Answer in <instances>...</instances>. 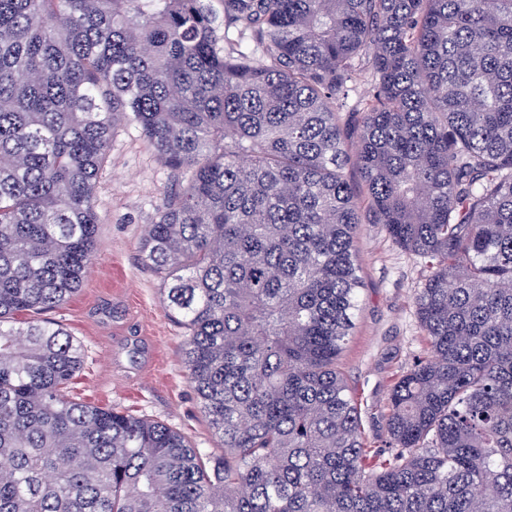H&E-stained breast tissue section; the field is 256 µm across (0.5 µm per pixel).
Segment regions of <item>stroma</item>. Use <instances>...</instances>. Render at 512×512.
Returning a JSON list of instances; mask_svg holds the SVG:
<instances>
[{
    "instance_id": "35a3bbf8",
    "label": "stroma",
    "mask_w": 512,
    "mask_h": 512,
    "mask_svg": "<svg viewBox=\"0 0 512 512\" xmlns=\"http://www.w3.org/2000/svg\"><path fill=\"white\" fill-rule=\"evenodd\" d=\"M174 184L134 120L122 121L96 186V261L78 291L47 316L84 349L83 368L70 385L75 400L164 422L195 447L216 452L220 442L184 366L183 331L165 310L161 281L139 252L146 225ZM356 248L361 308L339 363L375 448L386 439L389 388L424 347L414 294L430 271L395 246L380 224L360 225Z\"/></svg>"
}]
</instances>
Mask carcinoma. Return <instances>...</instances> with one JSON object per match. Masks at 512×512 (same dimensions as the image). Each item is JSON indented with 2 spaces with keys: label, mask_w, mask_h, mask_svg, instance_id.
<instances>
[{
  "label": "carcinoma",
  "mask_w": 512,
  "mask_h": 512,
  "mask_svg": "<svg viewBox=\"0 0 512 512\" xmlns=\"http://www.w3.org/2000/svg\"><path fill=\"white\" fill-rule=\"evenodd\" d=\"M129 114L218 454L70 397L82 346L38 318ZM363 208L431 268L382 448L339 369ZM0 512H512V0H0Z\"/></svg>",
  "instance_id": "obj_1"
}]
</instances>
